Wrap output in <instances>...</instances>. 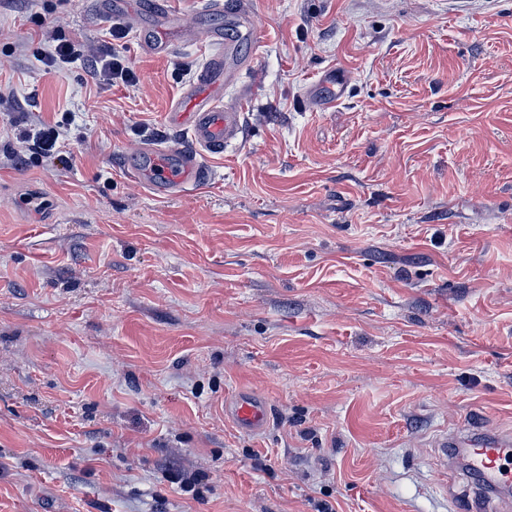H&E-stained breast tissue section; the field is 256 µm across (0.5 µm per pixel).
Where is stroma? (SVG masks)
I'll use <instances>...</instances> for the list:
<instances>
[{
  "instance_id": "obj_1",
  "label": "stroma",
  "mask_w": 512,
  "mask_h": 512,
  "mask_svg": "<svg viewBox=\"0 0 512 512\" xmlns=\"http://www.w3.org/2000/svg\"><path fill=\"white\" fill-rule=\"evenodd\" d=\"M253 2L245 136L162 200L124 168L223 17L176 0L162 57L123 19L139 82L99 86L46 64L111 49L97 0H0V512H467L432 438L512 434V0ZM56 41H59L56 39ZM89 50L86 49L85 45L79 41L64 40L59 41L53 46L47 61L50 66H60L61 64H74L78 61H84ZM349 87L350 76L347 73L335 69L327 70L307 87V103L314 111H324L344 99ZM59 136L60 133L56 127H43L35 137H32V144L28 145V150L50 156L56 149ZM228 410L237 425L248 432H263L269 421L266 401L256 395L245 393L238 396L228 405Z\"/></svg>"
}]
</instances>
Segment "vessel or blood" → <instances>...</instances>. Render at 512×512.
Here are the masks:
<instances>
[{
    "instance_id": "obj_1",
    "label": "vessel or blood",
    "mask_w": 512,
    "mask_h": 512,
    "mask_svg": "<svg viewBox=\"0 0 512 512\" xmlns=\"http://www.w3.org/2000/svg\"><path fill=\"white\" fill-rule=\"evenodd\" d=\"M111 16L136 17L140 23V44L151 55H165L170 44L184 36L189 27L186 14L174 10L170 0H100ZM211 11L223 14L224 25L204 32L203 37L215 45L196 78L184 86L166 111V125L190 133L188 143H149L140 146L135 155L137 164L127 166L126 174L133 181L146 185L154 196L162 199L182 197L193 188L202 187L208 178L205 158L223 156L225 150L244 136V110L224 106V85L233 79V67L239 60L235 41L224 31L233 28L251 44H258L254 31L252 0H212ZM350 87L347 73L330 69L306 90L309 107L323 111L345 98ZM228 410L237 425L258 433L268 426L266 401L246 393L231 401ZM468 462L484 483L491 487L512 484V469L503 461L512 456V439L465 433Z\"/></svg>"
}]
</instances>
